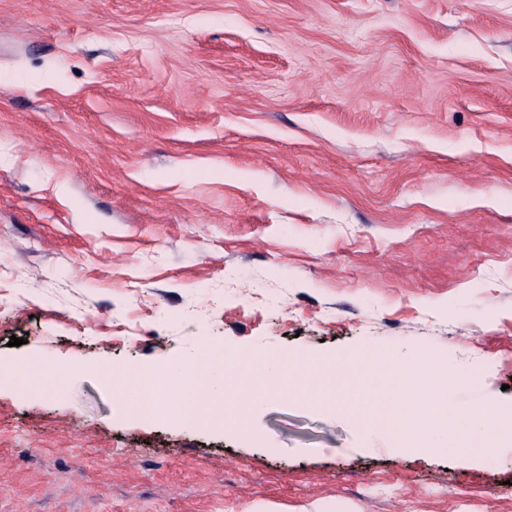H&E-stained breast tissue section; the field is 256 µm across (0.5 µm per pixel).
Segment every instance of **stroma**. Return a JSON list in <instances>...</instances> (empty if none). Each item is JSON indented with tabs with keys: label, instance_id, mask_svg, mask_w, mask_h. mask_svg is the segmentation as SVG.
<instances>
[{
	"label": "stroma",
	"instance_id": "stroma-1",
	"mask_svg": "<svg viewBox=\"0 0 512 512\" xmlns=\"http://www.w3.org/2000/svg\"><path fill=\"white\" fill-rule=\"evenodd\" d=\"M206 341L435 353L512 415V0H0V512H512L511 448L101 381Z\"/></svg>",
	"mask_w": 512,
	"mask_h": 512
}]
</instances>
